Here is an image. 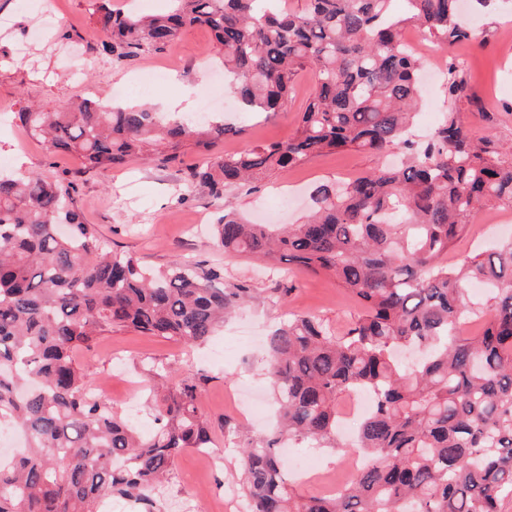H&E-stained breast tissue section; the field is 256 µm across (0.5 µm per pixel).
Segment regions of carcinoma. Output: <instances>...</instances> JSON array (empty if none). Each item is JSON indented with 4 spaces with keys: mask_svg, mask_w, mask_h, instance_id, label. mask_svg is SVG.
I'll use <instances>...</instances> for the list:
<instances>
[{
    "mask_svg": "<svg viewBox=\"0 0 512 512\" xmlns=\"http://www.w3.org/2000/svg\"><path fill=\"white\" fill-rule=\"evenodd\" d=\"M257 2L170 0L166 11L141 15L95 0V14L115 67L163 51L184 27H208L228 91L248 112L286 110L297 75L311 70L315 92L284 141L217 155L212 146L239 134L236 126L84 100L54 112L23 108L19 120L102 173L131 157L174 161L191 141L208 157L188 181L215 200L324 152L399 151L397 167L317 187L300 224H252L226 210L214 227L225 253L330 275L361 307L340 334L296 315L267 337L280 427L271 440L240 446L248 512H499L512 496V240L484 259L443 258L481 208L512 206V146L473 140L451 109L468 97L452 58L443 71L450 109L429 142L409 137L423 61L404 41L405 24L444 48L469 42L459 0H407L404 19L392 0L272 10ZM74 193L61 176L0 172V427L27 436L26 450L0 463V512H99L112 495L137 512H163L158 487L178 455L210 443L196 406L203 377L149 367L163 396L158 428L141 435L91 392V373L73 353L116 327L202 344L251 288L191 260L153 270L112 251L81 220ZM466 282L489 287L486 308L466 299ZM472 317L483 328L465 336L458 326ZM359 390L373 398L358 444L369 464L333 496L296 492L276 445L339 447L338 402Z\"/></svg>",
    "mask_w": 512,
    "mask_h": 512,
    "instance_id": "1",
    "label": "carcinoma"
}]
</instances>
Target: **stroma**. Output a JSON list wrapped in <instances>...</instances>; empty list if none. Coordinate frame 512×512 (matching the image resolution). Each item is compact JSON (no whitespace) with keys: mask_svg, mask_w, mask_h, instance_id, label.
Masks as SVG:
<instances>
[{"mask_svg":"<svg viewBox=\"0 0 512 512\" xmlns=\"http://www.w3.org/2000/svg\"><path fill=\"white\" fill-rule=\"evenodd\" d=\"M57 10L79 41L49 38L30 43L24 58L0 63V163L10 169L52 171L76 185V205L112 249L133 255L150 267H164L190 258L224 271L228 283L249 285L251 296L215 336L200 346L145 336L124 328L79 349L76 357L89 365L92 378L104 383L106 400L140 428L154 430L153 394L145 384L144 364L156 360L175 370L192 369L204 375L197 392L199 410L206 419L212 447L221 449L217 463H209L199 449L182 453L159 496L164 512H221L227 489H240L242 460L239 440L227 436L224 425L243 427L247 437L260 441L274 433L273 396L266 376L262 338L292 315H313L336 331H343L359 312L358 305L326 276L316 275L288 262L270 265L244 256L225 254L193 222L204 217L215 223L224 209L232 208L256 222L291 224L304 214L308 195L323 183H343L375 168L378 158L353 149L322 154L297 167L274 173L257 182L229 190L223 200H213L206 189L188 188L189 169L201 155L191 144L180 151L176 163L161 165L140 159L106 174L87 172L80 158L50 152L45 143L12 121L14 112L33 104L55 111L64 102L86 95L88 86L100 94L124 88L123 102L160 107L188 97L192 111H200L205 97L216 110L233 103L214 55L210 30L184 29L168 48L150 60L128 61L116 68L101 47L91 0H57ZM475 40L441 50L427 41L414 24H407L405 41L412 51L440 66L446 56L465 61L469 97L457 106L461 121L474 137L488 135L512 145V0H496L484 13L474 15ZM149 68L166 69V86L144 91L138 76ZM315 85L313 72L300 73L286 111L265 115L232 112L228 118L241 128L239 136L224 139L220 148L239 152L251 146L287 139ZM190 199L178 203L180 193ZM512 237V207L483 208L467 234L448 252L449 261L486 254L500 239ZM285 295L284 304L273 299ZM289 460L318 465L316 478L288 469L286 477L307 495L332 483L350 480L347 453L311 441H293Z\"/></svg>","mask_w":512,"mask_h":512,"instance_id":"35a3bbf8","label":"stroma"}]
</instances>
